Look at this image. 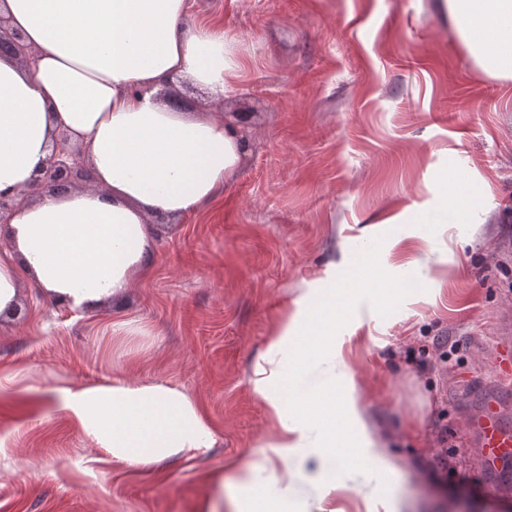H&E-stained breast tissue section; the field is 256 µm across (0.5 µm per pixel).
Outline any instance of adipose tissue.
Returning a JSON list of instances; mask_svg holds the SVG:
<instances>
[{
  "instance_id": "ef3b65f1",
  "label": "adipose tissue",
  "mask_w": 512,
  "mask_h": 512,
  "mask_svg": "<svg viewBox=\"0 0 512 512\" xmlns=\"http://www.w3.org/2000/svg\"><path fill=\"white\" fill-rule=\"evenodd\" d=\"M448 24L487 77L512 80V0H440ZM189 0H0L25 37L32 66L0 57V192L25 194L67 133L90 166L88 188L27 198L9 217L0 253V317L18 308L21 277L74 308L118 301L152 270L154 218L196 211L224 190L245 153L240 133L164 93L185 80L221 101L242 63L223 29L187 21ZM352 289L309 288L284 313L251 382L275 429L240 485L276 476L275 498L235 512H339L337 455L353 466L391 461L372 431L338 322H352ZM83 437L116 464L151 466L213 447L200 406L161 381L121 376L44 390ZM315 488L297 498V482Z\"/></svg>"
}]
</instances>
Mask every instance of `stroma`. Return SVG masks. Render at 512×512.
I'll use <instances>...</instances> for the list:
<instances>
[{"mask_svg": "<svg viewBox=\"0 0 512 512\" xmlns=\"http://www.w3.org/2000/svg\"><path fill=\"white\" fill-rule=\"evenodd\" d=\"M189 19L221 23L244 61L222 102L179 87L240 131L242 166L160 225L122 309L77 314L22 281L19 316L0 321V512H228L223 496L251 493L237 466L273 436L253 364L286 305L355 255L428 287L388 302L367 287L362 326L336 327L392 462L341 469L337 507L368 512L375 491L404 512H512L474 467L471 426L512 311V81L475 67L436 0H191ZM451 175L485 187L483 208L429 223L443 196L426 182ZM115 374L188 394L213 448L115 465L37 395Z\"/></svg>", "mask_w": 512, "mask_h": 512, "instance_id": "1", "label": "stroma"}]
</instances>
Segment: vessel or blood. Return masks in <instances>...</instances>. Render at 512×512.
I'll use <instances>...</instances> for the list:
<instances>
[{"instance_id":"1","label":"vessel or blood","mask_w":512,"mask_h":512,"mask_svg":"<svg viewBox=\"0 0 512 512\" xmlns=\"http://www.w3.org/2000/svg\"><path fill=\"white\" fill-rule=\"evenodd\" d=\"M497 388L484 398L472 417L477 434V459L483 469L498 470L501 462L512 457V427L506 425L502 397L512 394V324H505L495 350Z\"/></svg>"}]
</instances>
